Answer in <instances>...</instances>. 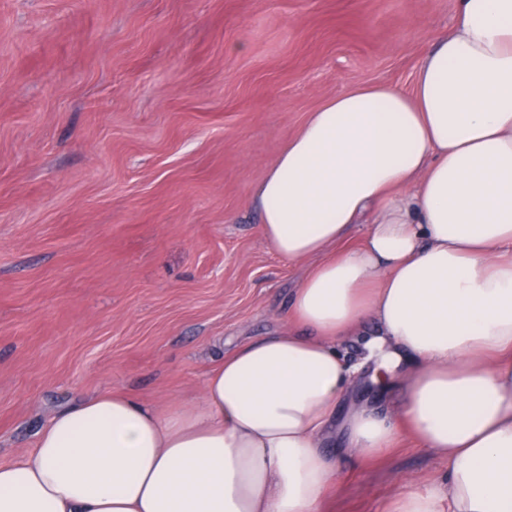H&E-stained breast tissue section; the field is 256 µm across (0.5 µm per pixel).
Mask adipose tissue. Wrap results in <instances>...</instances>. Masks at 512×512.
Returning <instances> with one entry per match:
<instances>
[{
	"label": "adipose tissue",
	"instance_id": "1",
	"mask_svg": "<svg viewBox=\"0 0 512 512\" xmlns=\"http://www.w3.org/2000/svg\"><path fill=\"white\" fill-rule=\"evenodd\" d=\"M255 199L277 256L316 261L288 331L224 356L190 406L103 393L58 412L0 465V512H322L343 459L403 432L448 471L388 512H512V0H457L412 93L325 101ZM358 331L396 416L353 410L333 456Z\"/></svg>",
	"mask_w": 512,
	"mask_h": 512
}]
</instances>
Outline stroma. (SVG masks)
I'll return each mask as SVG.
<instances>
[{"label":"stroma","mask_w":512,"mask_h":512,"mask_svg":"<svg viewBox=\"0 0 512 512\" xmlns=\"http://www.w3.org/2000/svg\"><path fill=\"white\" fill-rule=\"evenodd\" d=\"M456 0H0V465L107 392L196 401L275 335L309 263L259 233L258 179L324 101L412 92ZM444 461L408 436L323 512H384Z\"/></svg>","instance_id":"35a3bbf8"}]
</instances>
